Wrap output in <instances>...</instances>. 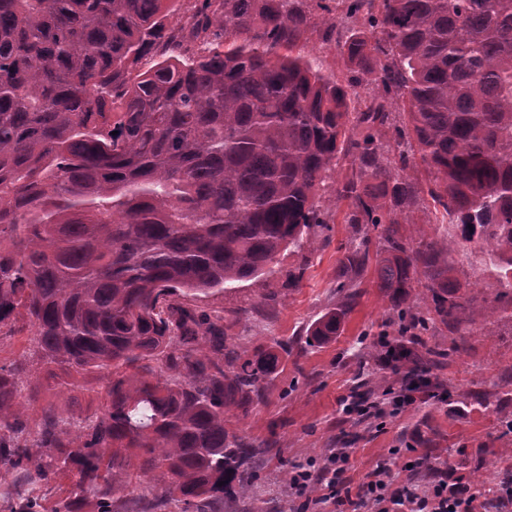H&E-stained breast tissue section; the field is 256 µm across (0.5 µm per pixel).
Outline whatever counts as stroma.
<instances>
[{
  "label": "stroma",
  "mask_w": 512,
  "mask_h": 512,
  "mask_svg": "<svg viewBox=\"0 0 512 512\" xmlns=\"http://www.w3.org/2000/svg\"><path fill=\"white\" fill-rule=\"evenodd\" d=\"M324 235L326 241L317 252L283 250L263 278L199 298V306L223 316L228 340L239 352L277 349L303 335L335 304L336 267L350 246L353 229L337 212ZM299 267L304 270L302 281L289 286V271ZM453 275L465 286L472 307L492 304L497 285L479 266L456 260ZM391 315L388 296L377 288L374 271H367L362 295L336 339L282 355L264 400L248 413L230 414V431L268 449L258 493L271 512H301L288 490L287 468L310 459L324 463L344 440L350 443L347 475L355 485L381 463L391 467L396 485H404L413 478L407 462L420 455L433 470L456 468L472 481L512 471V458L504 454L512 446V433H503L498 420L499 414L512 413L511 321L500 322L492 336L455 338L442 325L423 332L426 347L440 357L430 373L431 387L421 388L414 405L363 421L341 412L340 401L350 397L358 377H383L375 358L357 357L353 345L362 335L379 333L397 342ZM48 383L46 374L37 372L28 388L59 409L90 414L106 404L98 375L78 377L67 399L53 398ZM433 387L446 391L447 400L431 398Z\"/></svg>",
  "instance_id": "1"
}]
</instances>
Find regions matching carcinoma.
Instances as JSON below:
<instances>
[{
    "label": "carcinoma",
    "instance_id": "1",
    "mask_svg": "<svg viewBox=\"0 0 512 512\" xmlns=\"http://www.w3.org/2000/svg\"><path fill=\"white\" fill-rule=\"evenodd\" d=\"M0 0V337L29 363L97 373L106 408L33 419L23 364L0 365V479L15 512H224L257 498L264 449L226 428L265 397L279 354L228 348L192 301L314 253L332 210L353 228L330 342L376 285L400 335L494 333L512 311V0ZM337 32L351 76L306 48ZM158 60L139 69L146 56ZM403 106L405 125L393 123ZM350 175L334 189L336 168ZM431 218L412 244L422 196ZM462 255L497 283L473 310ZM413 383L432 360L392 351ZM171 478L127 497V468ZM316 24L308 33V48H313L314 55L319 57L323 63V70L326 74L336 76L338 80L345 81L350 76L347 68L337 53L334 42L328 43L323 41V36L327 28V24L316 20ZM29 335L28 329L15 336L7 337L0 343V364H10L14 361H19L22 355L28 352L29 348Z\"/></svg>",
    "mask_w": 512,
    "mask_h": 512
}]
</instances>
